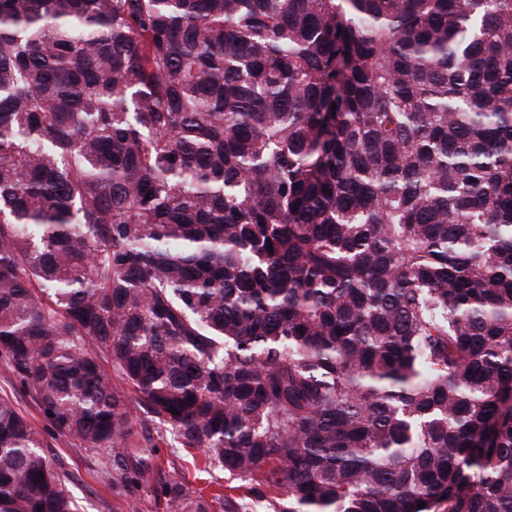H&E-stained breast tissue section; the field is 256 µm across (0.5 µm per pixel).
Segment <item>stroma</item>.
<instances>
[{"instance_id": "35a3bbf8", "label": "stroma", "mask_w": 512, "mask_h": 512, "mask_svg": "<svg viewBox=\"0 0 512 512\" xmlns=\"http://www.w3.org/2000/svg\"><path fill=\"white\" fill-rule=\"evenodd\" d=\"M0 395L14 397L21 412L40 433L49 451L68 476L79 512H170L167 499L151 484L128 478L125 465L114 463L111 451L78 448L58 438L34 402L22 395L10 371L0 365ZM133 421L146 447L145 457L167 477L186 480L191 488L211 481L231 487L242 512H274L282 501V490L265 485L263 478L243 480L221 469H207L202 451L174 448L159 438L155 425L141 413Z\"/></svg>"}]
</instances>
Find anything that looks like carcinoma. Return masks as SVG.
<instances>
[{"label":"carcinoma","instance_id":"carcinoma-1","mask_svg":"<svg viewBox=\"0 0 512 512\" xmlns=\"http://www.w3.org/2000/svg\"><path fill=\"white\" fill-rule=\"evenodd\" d=\"M0 363L276 512H512V0H0ZM0 512H78L8 396ZM133 421L139 431V438L147 448L144 456L149 458L153 469L163 472L167 477L187 481L195 489L217 481L225 487H234L225 491L232 495L240 504L241 512H274L278 503L285 497L279 489L265 485L264 476L259 474L256 480H242L235 474L222 469H210L205 465L201 450L192 448H172L158 437L159 429L138 411H134ZM208 470L209 472L205 471Z\"/></svg>","mask_w":512,"mask_h":512}]
</instances>
